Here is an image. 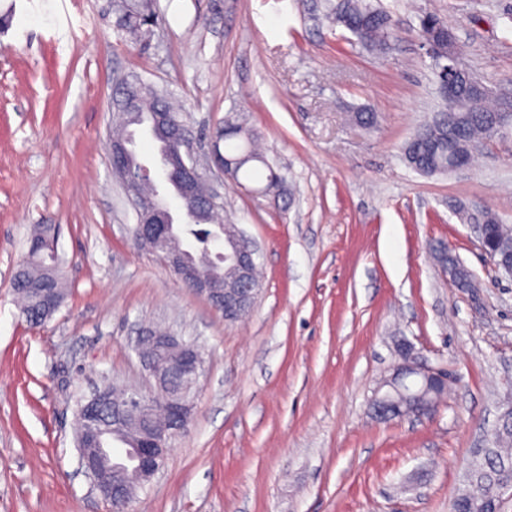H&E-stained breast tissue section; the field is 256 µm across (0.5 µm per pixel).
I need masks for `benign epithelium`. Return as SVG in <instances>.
Listing matches in <instances>:
<instances>
[{
    "mask_svg": "<svg viewBox=\"0 0 512 512\" xmlns=\"http://www.w3.org/2000/svg\"><path fill=\"white\" fill-rule=\"evenodd\" d=\"M448 98L463 95L477 97L483 94L481 83L474 77L462 76L456 69L453 48H448V79L445 86ZM125 136L112 140L110 161L123 181V187L137 213L138 221L134 236L137 242L154 253L175 277L194 288L212 306L224 312V318L235 321L252 308L258 288L254 278L257 247L238 228L223 233L224 266L234 280L225 286L224 280H215L202 274L182 247L172 244L179 233V225L190 224L197 219H208L223 207L220 196L212 192L207 201L198 204L179 192L177 205L156 203L143 195L139 178L133 175L134 158L131 151L132 133L145 126L158 139L159 160L154 169L156 178L166 181L167 174L181 182H197L209 178L211 170L201 166L194 155L191 137L183 124L167 122L163 112L139 111V102L130 97L124 111L118 113ZM141 366L154 382L157 392L126 389L123 401L130 413L123 417L138 425H147L153 417L161 416L164 422L153 427L145 440L121 448H93L90 453L80 452V465L93 486L98 478L92 472L99 471L109 478L103 498L112 505V512H130L133 495L131 487H145L153 482L163 468L173 438L186 430L192 416L194 398L203 371L200 347L183 340L171 332L151 328L141 331L137 349ZM411 376L426 381L436 379L447 386L448 373L439 369L423 368L415 361L411 346L404 345L401 361L391 378L383 383L386 390L376 397L375 415L381 419L405 415L403 406L417 407V414L433 412L441 403V396L428 398L421 394L415 383L407 382Z\"/></svg>",
    "mask_w": 512,
    "mask_h": 512,
    "instance_id": "1",
    "label": "benign epithelium"
}]
</instances>
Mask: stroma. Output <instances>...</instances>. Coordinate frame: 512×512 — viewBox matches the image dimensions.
Masks as SVG:
<instances>
[{
    "label": "stroma",
    "mask_w": 512,
    "mask_h": 512,
    "mask_svg": "<svg viewBox=\"0 0 512 512\" xmlns=\"http://www.w3.org/2000/svg\"><path fill=\"white\" fill-rule=\"evenodd\" d=\"M312 2L155 0L142 51L114 28L112 0H0V512H109L79 464L76 399L149 389L133 351L145 327L197 342L204 363L189 426L132 512H454L512 404V277L474 226L486 209L512 225V126L443 177L413 171L402 148L439 108L429 12L512 113V0H381L384 54L312 19ZM120 77L167 91L202 162L243 118L284 176L274 197L212 172L225 217L260 248L243 318L133 238L110 163ZM40 224L60 227L68 296L34 328L11 281ZM443 247L471 287L437 262ZM403 343L453 380L434 414L382 420L372 402Z\"/></svg>",
    "instance_id": "35a3bbf8"
}]
</instances>
